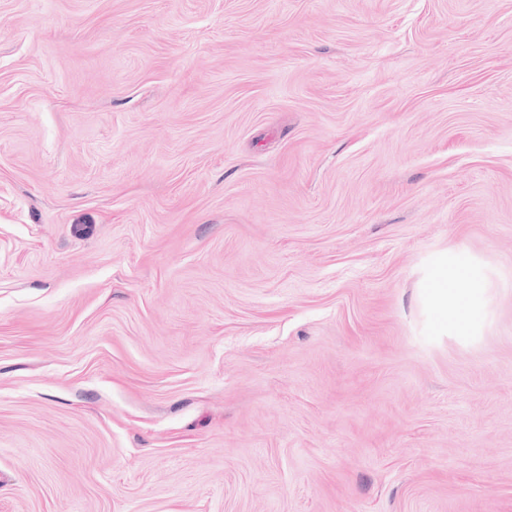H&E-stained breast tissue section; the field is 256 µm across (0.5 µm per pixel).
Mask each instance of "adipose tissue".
<instances>
[{
    "mask_svg": "<svg viewBox=\"0 0 512 512\" xmlns=\"http://www.w3.org/2000/svg\"><path fill=\"white\" fill-rule=\"evenodd\" d=\"M424 282L434 335L478 334L492 285L488 269L473 258L443 254L429 266Z\"/></svg>",
    "mask_w": 512,
    "mask_h": 512,
    "instance_id": "obj_1",
    "label": "adipose tissue"
}]
</instances>
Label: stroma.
Wrapping results in <instances>:
<instances>
[{
	"instance_id": "35a3bbf8",
	"label": "stroma",
	"mask_w": 512,
	"mask_h": 512,
	"mask_svg": "<svg viewBox=\"0 0 512 512\" xmlns=\"http://www.w3.org/2000/svg\"><path fill=\"white\" fill-rule=\"evenodd\" d=\"M0 512H512V0H0ZM424 282L432 333L476 336L487 309L491 272L472 257L445 253L429 266Z\"/></svg>"
}]
</instances>
